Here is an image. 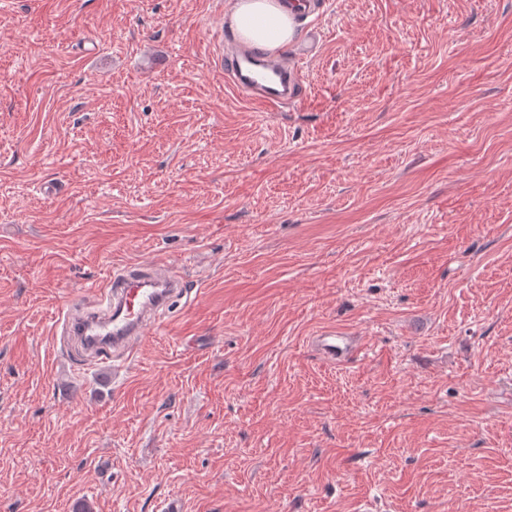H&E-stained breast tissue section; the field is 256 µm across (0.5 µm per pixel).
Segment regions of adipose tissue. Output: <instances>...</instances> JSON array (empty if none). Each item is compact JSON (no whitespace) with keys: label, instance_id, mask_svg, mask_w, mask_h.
<instances>
[{"label":"adipose tissue","instance_id":"ef3b65f1","mask_svg":"<svg viewBox=\"0 0 512 512\" xmlns=\"http://www.w3.org/2000/svg\"><path fill=\"white\" fill-rule=\"evenodd\" d=\"M304 9L303 0H229L224 19L238 40L276 52L295 39Z\"/></svg>","mask_w":512,"mask_h":512}]
</instances>
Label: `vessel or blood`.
Segmentation results:
<instances>
[{
  "label": "vessel or blood",
  "instance_id": "obj_1",
  "mask_svg": "<svg viewBox=\"0 0 512 512\" xmlns=\"http://www.w3.org/2000/svg\"><path fill=\"white\" fill-rule=\"evenodd\" d=\"M220 63L234 86L261 104H288L299 96L298 66L287 59L263 55L240 43L221 55ZM186 288L183 276L172 266L125 267L94 289L89 309L67 310L62 333L79 339L94 361L129 356L142 336L162 324ZM310 346L332 364L346 362L364 348L358 338L336 331L312 337Z\"/></svg>",
  "mask_w": 512,
  "mask_h": 512
}]
</instances>
